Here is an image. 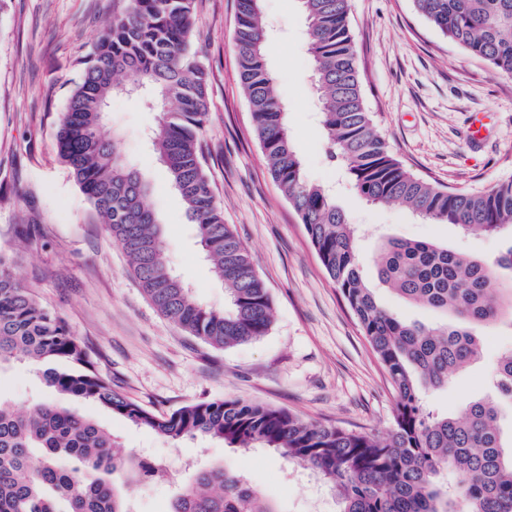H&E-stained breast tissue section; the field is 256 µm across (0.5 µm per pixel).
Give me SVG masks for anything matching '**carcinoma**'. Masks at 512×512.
<instances>
[{
    "label": "carcinoma",
    "mask_w": 512,
    "mask_h": 512,
    "mask_svg": "<svg viewBox=\"0 0 512 512\" xmlns=\"http://www.w3.org/2000/svg\"><path fill=\"white\" fill-rule=\"evenodd\" d=\"M314 65L326 153L372 206L405 204L432 224L466 232H512V180L471 192L434 185L394 157L377 132L361 89L359 48L349 26L350 0H298ZM414 9L449 41L512 76V0H412ZM112 20L99 34L80 82L62 114L60 159L130 260L153 306L189 335L229 348L266 335L272 302L246 245L224 223L203 162L200 133L209 110L208 73L194 49L195 0H112ZM261 0H236L234 48L255 136L270 178L304 224L318 259L381 362L396 394L392 427L383 435L323 425L280 407L240 398L204 401L156 415L112 389L89 347L45 309L0 253V366L45 363L51 390L97 403L167 440L207 437L231 448H271L311 469L334 493L339 512H512V442L499 412L467 402L457 415L423 405L429 390L479 353L474 325L503 311L497 270L512 271V248L487 264L430 241L389 239L374 261L379 279L400 296L456 323H408L376 300L364 278L357 238L329 187L309 181L292 144L288 112L265 57ZM160 101L137 96L163 114L149 144L186 206L195 237L214 262L228 302L199 301L171 271L151 185L123 158L120 136L102 135L108 101L122 76ZM501 397L512 401V351L493 371ZM458 482L448 489L441 473ZM160 466L114 451L96 421L44 403L32 414L0 399V512H131L115 480L157 479ZM168 512H276L263 495L220 466L198 471Z\"/></svg>",
    "instance_id": "cac0c4a2"
}]
</instances>
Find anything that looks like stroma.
Here are the masks:
<instances>
[{"label": "stroma", "instance_id": "obj_1", "mask_svg": "<svg viewBox=\"0 0 512 512\" xmlns=\"http://www.w3.org/2000/svg\"><path fill=\"white\" fill-rule=\"evenodd\" d=\"M195 42L208 71L209 112L201 140L205 170L231 224L248 247L273 302L260 339L216 349L160 314L134 279L62 163L58 119L84 62L112 15V0H0V252L39 302L92 350L95 368L144 409L166 414L192 403L240 397L323 423L383 432L396 405L387 376L326 275L296 212L269 177L253 133L233 47L235 0H196ZM265 43L275 87L288 107L292 143L308 180L332 184L336 202L359 225L364 273L378 302L409 322L440 315L376 283L372 258L388 238L432 240L493 260L512 234L486 236L431 224L406 206L368 205L343 181L325 151L306 30L296 0H262ZM350 27L361 51L362 93L392 152L415 175L466 191L512 179V77L448 42L412 0H350ZM130 99L114 98L104 128L149 181L161 213L169 265L205 304L224 305V288L200 251L180 197L150 151L160 122ZM481 120L483 138L466 134ZM480 358L430 391L431 409L454 414L493 398L492 372L512 349V319L477 328ZM0 395L19 409L56 402L111 429L119 450L165 466L174 478L134 484L132 512H167L179 485L201 469L224 466L257 487L276 512H337L335 497L311 473L268 448L240 450L185 437L166 440L108 410L51 392L36 365L0 368Z\"/></svg>", "mask_w": 512, "mask_h": 512}]
</instances>
